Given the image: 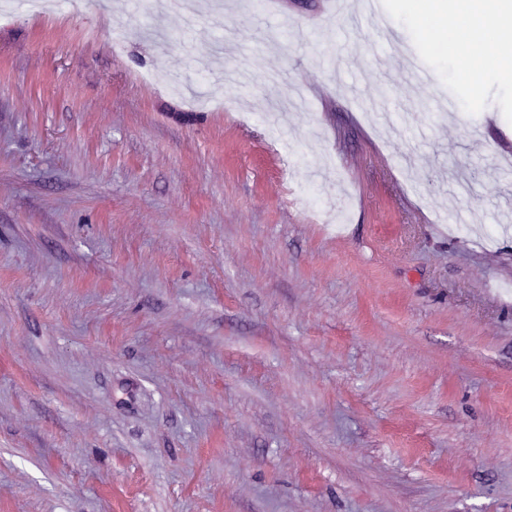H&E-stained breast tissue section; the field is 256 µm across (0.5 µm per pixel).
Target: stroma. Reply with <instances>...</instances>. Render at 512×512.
Returning <instances> with one entry per match:
<instances>
[{"instance_id": "stroma-1", "label": "stroma", "mask_w": 512, "mask_h": 512, "mask_svg": "<svg viewBox=\"0 0 512 512\" xmlns=\"http://www.w3.org/2000/svg\"><path fill=\"white\" fill-rule=\"evenodd\" d=\"M320 2L0 0V512H512V77Z\"/></svg>"}]
</instances>
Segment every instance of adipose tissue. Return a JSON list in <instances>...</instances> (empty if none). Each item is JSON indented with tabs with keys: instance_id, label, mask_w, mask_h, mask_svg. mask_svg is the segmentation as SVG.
Listing matches in <instances>:
<instances>
[{
	"instance_id": "adipose-tissue-1",
	"label": "adipose tissue",
	"mask_w": 512,
	"mask_h": 512,
	"mask_svg": "<svg viewBox=\"0 0 512 512\" xmlns=\"http://www.w3.org/2000/svg\"><path fill=\"white\" fill-rule=\"evenodd\" d=\"M415 15L435 50L476 66L493 60L512 65V55L501 51L512 36V0H417Z\"/></svg>"
}]
</instances>
